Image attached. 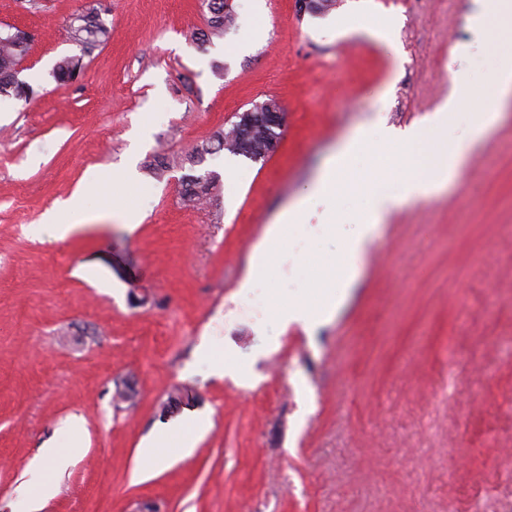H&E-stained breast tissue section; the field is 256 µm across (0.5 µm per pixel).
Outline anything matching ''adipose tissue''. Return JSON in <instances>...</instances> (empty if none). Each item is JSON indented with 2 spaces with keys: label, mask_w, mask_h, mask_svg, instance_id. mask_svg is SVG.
<instances>
[{
  "label": "adipose tissue",
  "mask_w": 512,
  "mask_h": 512,
  "mask_svg": "<svg viewBox=\"0 0 512 512\" xmlns=\"http://www.w3.org/2000/svg\"><path fill=\"white\" fill-rule=\"evenodd\" d=\"M493 93L500 109L512 103V69L500 72ZM466 102L471 114L465 137H457L447 130L458 106L453 99L423 128L396 132L382 127H359L329 158L309 193L326 195L337 202L320 226L322 235L335 241L336 255L317 265L309 290L297 295L274 290L264 297L277 330L297 325L309 332L333 316L358 279L379 229L389 216L415 200L441 194L448 184L456 181L467 158L502 118L500 109L483 111L478 98L470 96ZM107 181L112 184L113 212L130 215L129 192L134 184L131 174L109 178L94 168L86 172L82 184L69 198L46 211L36 227L37 233L59 239L68 237L75 230L67 221L68 214L83 208L89 189ZM306 204V199L296 200L276 222L267 225L254 247L262 260L251 264L239 283V293H250L256 282L272 278L274 253L302 229ZM276 349L275 337L265 333L244 357L231 350L217 351L204 337L197 345L196 358L217 376L229 378L238 385H250L255 379L254 365ZM207 428L205 418L191 417L160 429L143 447L145 468H152L160 461L171 440H179L181 448L188 450Z\"/></svg>",
  "instance_id": "obj_1"
}]
</instances>
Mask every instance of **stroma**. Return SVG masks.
Returning a JSON list of instances; mask_svg holds the SVG:
<instances>
[{"instance_id": "35a3bbf8", "label": "stroma", "mask_w": 512, "mask_h": 512, "mask_svg": "<svg viewBox=\"0 0 512 512\" xmlns=\"http://www.w3.org/2000/svg\"><path fill=\"white\" fill-rule=\"evenodd\" d=\"M85 0H0V29L33 37L0 96V512H512V105L441 195L395 211L335 316L289 327L244 388L197 363L200 337L249 353L268 322L239 282L265 227L305 194L337 145L369 124L405 130L453 97L480 95L512 49L469 17L475 0H338L298 15L294 0H233L235 24L201 43L200 0H112L109 40L59 85ZM392 21L383 39L336 22ZM273 98L277 151L233 166L210 205L181 197L193 147L235 113ZM173 166L155 176L151 156ZM135 162L141 222L63 238L31 225L91 168ZM334 243L301 234L274 257L268 287L307 288ZM312 402L302 415L300 391ZM178 393L167 406L170 393ZM188 415L209 428L191 453L140 445ZM79 442L52 494L27 485L42 448Z\"/></svg>"}]
</instances>
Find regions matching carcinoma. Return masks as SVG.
<instances>
[{"mask_svg":"<svg viewBox=\"0 0 512 512\" xmlns=\"http://www.w3.org/2000/svg\"><path fill=\"white\" fill-rule=\"evenodd\" d=\"M208 12L207 30L200 33L201 39L210 41L224 36V32L234 22L233 14L224 10V0H206ZM110 36V28L103 18L96 14L92 3L84 5L76 17V23L70 26V37L79 53L66 56L58 61L53 76L61 85L75 81L84 68V58L101 46ZM29 41L17 32L11 36L0 37V94L10 95L18 100L29 101L36 95L34 88L16 76L15 66L27 53ZM265 102L255 105L261 117L255 119L247 128H241L240 120H235L227 130L216 132L212 138L194 147L187 156L191 166L203 163L206 155L216 151H226L234 156H242L251 161L266 157L274 139L280 137L281 125L266 117ZM218 175L212 171L185 176L182 185V198L188 204H208L213 200V190L217 187Z\"/></svg>","mask_w":512,"mask_h":512,"instance_id":"1","label":"carcinoma"}]
</instances>
